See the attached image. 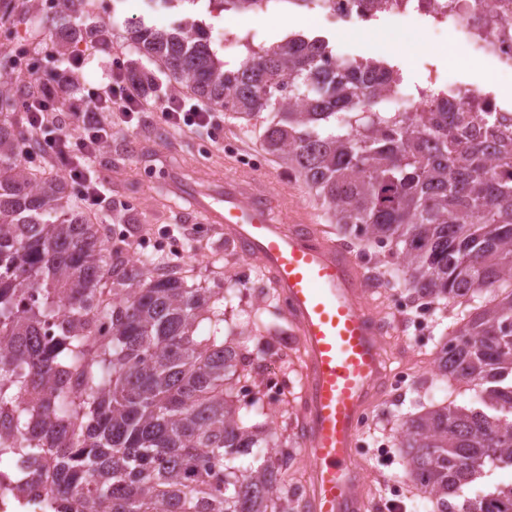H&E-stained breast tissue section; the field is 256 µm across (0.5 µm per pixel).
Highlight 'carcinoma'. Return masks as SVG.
Listing matches in <instances>:
<instances>
[{"instance_id": "1", "label": "carcinoma", "mask_w": 512, "mask_h": 512, "mask_svg": "<svg viewBox=\"0 0 512 512\" xmlns=\"http://www.w3.org/2000/svg\"><path fill=\"white\" fill-rule=\"evenodd\" d=\"M186 3L196 0H160L180 15L173 33L130 26L155 67L132 77L149 95L158 70L170 91L247 122L272 112L259 138L332 213L341 241L387 249L389 275L422 304L466 300L437 361L479 406L432 404L406 418L395 447L435 512H512V479L451 501L512 460V155L491 169L482 126L446 97L433 112L376 108L400 70L344 57L336 73L321 36L249 48L228 69ZM40 88L0 85V461L16 465L18 492L46 512H299L288 442L251 423L260 407L242 411L234 392L259 367L220 328L224 297L152 261L126 268L71 186L27 162L40 137L11 110ZM282 327L256 314L247 335L272 356Z\"/></svg>"}]
</instances>
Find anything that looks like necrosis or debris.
Here are the masks:
<instances>
[{
    "label": "necrosis or debris",
    "mask_w": 512,
    "mask_h": 512,
    "mask_svg": "<svg viewBox=\"0 0 512 512\" xmlns=\"http://www.w3.org/2000/svg\"><path fill=\"white\" fill-rule=\"evenodd\" d=\"M373 9L368 0H305L306 15L335 23L367 27L383 23L401 29L416 22L434 34L450 35L463 56L473 63L491 64L497 72L512 74V0H383ZM449 107L483 114L495 143L512 145V104L473 84L448 82L430 67L424 83L407 88L392 86V105L419 112L434 110L440 97Z\"/></svg>",
    "instance_id": "obj_1"
}]
</instances>
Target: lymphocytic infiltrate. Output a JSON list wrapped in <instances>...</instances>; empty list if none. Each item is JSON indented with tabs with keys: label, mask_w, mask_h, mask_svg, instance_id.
<instances>
[{
	"label": "lymphocytic infiltrate",
	"mask_w": 512,
	"mask_h": 512,
	"mask_svg": "<svg viewBox=\"0 0 512 512\" xmlns=\"http://www.w3.org/2000/svg\"><path fill=\"white\" fill-rule=\"evenodd\" d=\"M143 103V95L122 68H114L107 83L89 91L82 107L71 109L69 127L56 133L61 106L56 88L45 90L38 101L22 100L20 119L28 131L38 133L44 153L58 154L61 142H68L69 156L62 159L61 170L69 182L77 184L84 209H96L105 200L95 157L103 140L112 136L115 123H131ZM170 128H205L215 123L212 112L192 99L166 95L155 101Z\"/></svg>",
	"instance_id": "lymphocytic-infiltrate-1"
}]
</instances>
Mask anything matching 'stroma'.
Segmentation results:
<instances>
[{"label": "stroma", "instance_id": "35a3bbf8", "mask_svg": "<svg viewBox=\"0 0 512 512\" xmlns=\"http://www.w3.org/2000/svg\"><path fill=\"white\" fill-rule=\"evenodd\" d=\"M92 7L80 21L66 17L55 18L50 29L61 39H68L74 26L90 27L107 21L109 46L87 56L82 68L86 81L106 82L111 68L112 49L125 51L128 67H142L139 56L128 50L124 39L126 27L142 22L154 25L147 12L145 0H90ZM193 11L204 19L212 34H237L249 29L257 31L263 44L279 42L296 28L298 10H284L278 14L237 16L210 11L209 0H197ZM380 25L369 26L367 33L353 34L351 28L322 23L305 27L308 35L327 37L337 53L350 57L367 56L371 52V35L381 33ZM425 54L437 67L447 73L449 80H467L483 86L495 94H502L507 78L492 73L489 66L470 65L459 55L455 44L446 38L435 40ZM223 129L217 137H210L203 128H186L172 132L165 125L159 109L143 111L139 123L121 131L119 138L127 143L129 152L124 161L113 168L107 178L109 200L100 210L102 234L112 246L121 247L124 257H131L145 239L151 238L162 246L161 256L177 259L191 269L196 284L218 291L229 290L239 300L238 307L224 311L225 328H241L247 324L248 314L254 313L262 302L278 304L279 298L268 274L256 261L244 257L231 243L224 230L205 224L194 207L189 193L193 187L222 184L225 177L243 175L257 185L283 190L284 204L295 224H309L331 230L329 214L308 192L303 183L274 160H267L264 168L244 164L240 156L259 150L256 133L262 124L254 119L251 126H243L229 118L227 112H218ZM179 177L188 187L179 194L172 190V177ZM187 228L188 240L172 239L171 229ZM391 287L370 288L366 297L374 310L391 330L383 338V353L387 373L406 370L416 376L402 392H386L371 406V423L367 433L373 443L361 447L359 467L364 474V495L384 503L386 499H405L408 512H424L420 500L404 477V469L394 438L404 416L419 411L421 405L443 402L448 389L443 383L426 386V375L437 372L434 346L449 324L450 308L436 306L428 330L416 335L406 315L391 312ZM278 349L275 369L289 390L288 422H273L274 430H286L293 440H300L298 423L303 409L304 382L298 379V366L304 360V351L295 329L275 340Z\"/></svg>", "mask_w": 512, "mask_h": 512}]
</instances>
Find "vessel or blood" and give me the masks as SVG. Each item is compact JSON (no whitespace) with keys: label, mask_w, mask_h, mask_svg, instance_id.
<instances>
[{"label":"vessel or blood","mask_w":512,"mask_h":512,"mask_svg":"<svg viewBox=\"0 0 512 512\" xmlns=\"http://www.w3.org/2000/svg\"><path fill=\"white\" fill-rule=\"evenodd\" d=\"M273 192L228 177L203 193L196 211L223 226L287 301L305 353L301 433L310 462L308 512H364L357 446L372 397L386 387L381 338L387 326L370 308L356 259L307 226L270 214Z\"/></svg>","instance_id":"obj_1"}]
</instances>
